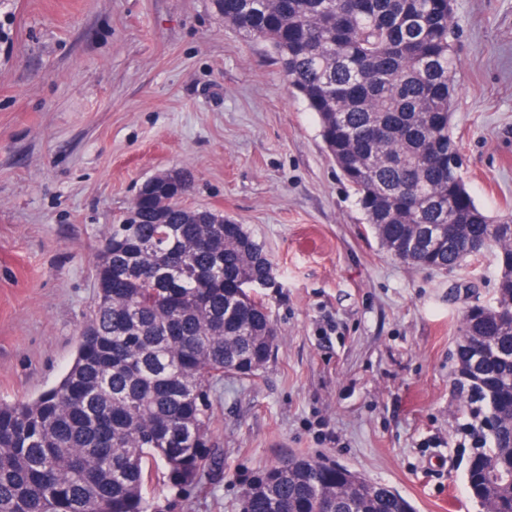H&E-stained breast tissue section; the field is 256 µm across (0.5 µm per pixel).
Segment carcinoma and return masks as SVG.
Returning <instances> with one entry per match:
<instances>
[{
  "mask_svg": "<svg viewBox=\"0 0 512 512\" xmlns=\"http://www.w3.org/2000/svg\"><path fill=\"white\" fill-rule=\"evenodd\" d=\"M224 25L272 51L315 112L364 223L393 257L447 270L498 252L496 301L466 311L459 389L481 512H512V213L468 193L452 134V0H214ZM93 313L60 381L0 401V512H158L159 486L185 490L220 465L213 389L253 379L278 328L256 289L273 271L244 224L144 199L99 240ZM319 457L257 474L241 512H405L400 493Z\"/></svg>",
  "mask_w": 512,
  "mask_h": 512,
  "instance_id": "1",
  "label": "carcinoma"
}]
</instances>
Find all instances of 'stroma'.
<instances>
[{"label": "stroma", "mask_w": 512, "mask_h": 512, "mask_svg": "<svg viewBox=\"0 0 512 512\" xmlns=\"http://www.w3.org/2000/svg\"><path fill=\"white\" fill-rule=\"evenodd\" d=\"M453 132L491 217L512 212V0H453ZM184 169L187 207L246 224L273 262L279 327L258 378L215 401L224 465L161 512H240L250 478L323 457L416 512H480L457 392L459 325L492 303L494 251L451 270L392 257L363 224L318 118L267 43L213 0H0V400L70 366L96 299V247L140 187Z\"/></svg>", "instance_id": "stroma-1"}]
</instances>
